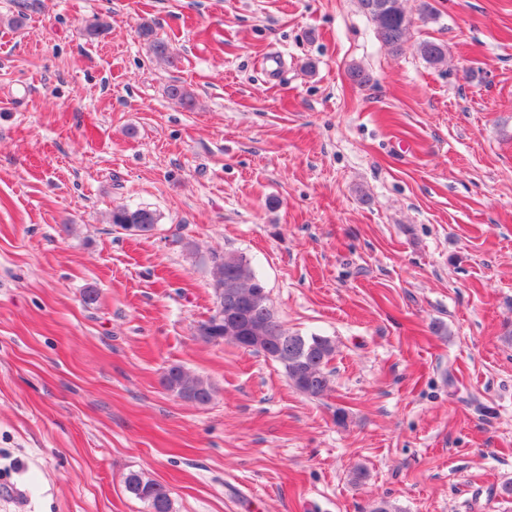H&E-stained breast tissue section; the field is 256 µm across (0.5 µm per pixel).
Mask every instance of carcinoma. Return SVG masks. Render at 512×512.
Wrapping results in <instances>:
<instances>
[{
    "mask_svg": "<svg viewBox=\"0 0 512 512\" xmlns=\"http://www.w3.org/2000/svg\"><path fill=\"white\" fill-rule=\"evenodd\" d=\"M359 8L376 26L379 39L395 51L402 50L412 20L400 0H358ZM422 58L431 65L446 60L443 45L425 41L420 44ZM110 223L125 230L148 235L155 230V214L144 208H118L112 211ZM215 311L242 320V325L257 330L258 336L251 343V352L259 353L281 364L288 381L309 398L320 399L331 391L329 363L336 353V346L327 336L312 334L302 336L290 333L278 323L266 326L274 317L263 281L250 263L241 255L226 254L216 265L214 283ZM199 336L206 342L220 336L223 340L238 343V335L225 333V319L209 318L199 328ZM164 388L179 398L196 404H207L213 397L212 384L181 365L168 367L162 377ZM125 490L134 498L148 503L151 512H171L169 492L162 484L130 472L124 479Z\"/></svg>",
    "mask_w": 512,
    "mask_h": 512,
    "instance_id": "carcinoma-1",
    "label": "carcinoma"
}]
</instances>
